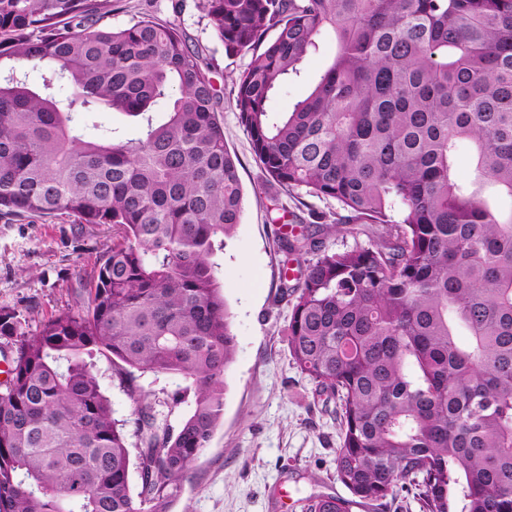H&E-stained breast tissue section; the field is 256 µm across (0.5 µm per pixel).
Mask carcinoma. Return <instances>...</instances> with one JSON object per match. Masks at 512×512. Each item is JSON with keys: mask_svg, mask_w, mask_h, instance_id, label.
<instances>
[{"mask_svg": "<svg viewBox=\"0 0 512 512\" xmlns=\"http://www.w3.org/2000/svg\"><path fill=\"white\" fill-rule=\"evenodd\" d=\"M201 2L226 53H252L235 110L267 181L336 200L351 234L374 228L338 249L323 241L338 223L277 238L297 266L279 285L288 352L314 401L335 404L351 494L305 497L303 512L402 492L420 512H512V210L487 195L512 199V0ZM110 13L112 0H0V219L112 226L82 308L33 331L0 307V512H170L223 414L237 343L215 256L243 194L221 97L175 24L114 28ZM325 36L308 95L270 111ZM78 111L134 118L139 136L88 137ZM137 371L189 385L160 412ZM96 371L103 393L112 403L115 417L129 418L133 404L128 396L119 388L117 382H112V365L103 356L96 359Z\"/></svg>", "mask_w": 512, "mask_h": 512, "instance_id": "1", "label": "carcinoma"}]
</instances>
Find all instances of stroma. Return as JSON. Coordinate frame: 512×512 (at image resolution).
Here are the masks:
<instances>
[{"label": "stroma", "mask_w": 512, "mask_h": 512, "mask_svg": "<svg viewBox=\"0 0 512 512\" xmlns=\"http://www.w3.org/2000/svg\"><path fill=\"white\" fill-rule=\"evenodd\" d=\"M144 16L175 23L211 69L224 140L239 160L243 189L241 222L218 257L237 341L223 417L171 512H301L300 499L312 494L348 497L336 478L338 422L312 405V385L288 353L283 329L291 307L278 298L284 256L275 244L279 228H302L317 214L333 222L339 207L301 189L278 192L266 182L234 109L233 78L251 55L225 52L200 0H112L105 22L123 27ZM329 50L322 43L305 61L301 77L272 99L273 111H288L306 95ZM111 246L105 224L64 217L0 223V306L27 313L33 328L60 309L82 306L80 280Z\"/></svg>", "instance_id": "obj_1"}]
</instances>
